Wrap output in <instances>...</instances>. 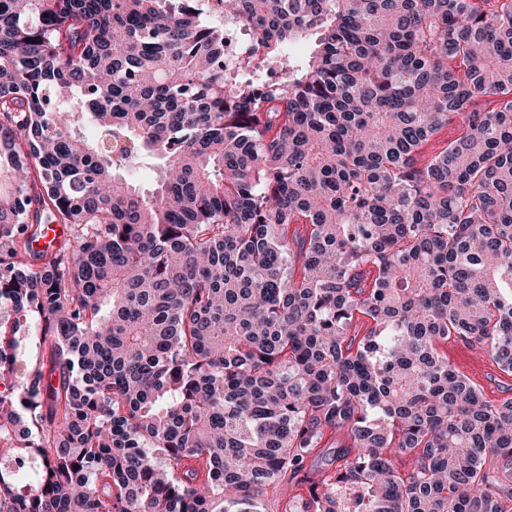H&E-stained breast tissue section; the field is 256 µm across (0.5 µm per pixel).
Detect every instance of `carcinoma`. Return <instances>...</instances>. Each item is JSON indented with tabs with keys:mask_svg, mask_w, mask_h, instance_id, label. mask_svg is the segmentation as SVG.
Instances as JSON below:
<instances>
[{
	"mask_svg": "<svg viewBox=\"0 0 512 512\" xmlns=\"http://www.w3.org/2000/svg\"><path fill=\"white\" fill-rule=\"evenodd\" d=\"M1 302L0 512H512V0H0ZM242 30L232 21H224V63H236L246 56ZM464 130V121L461 117L456 119L444 128L434 139L429 142L423 149V160L427 159L430 155L439 152L449 142L457 139ZM66 240L67 234L62 224H44L42 237L34 248L40 249L42 247L56 250L63 247ZM40 242L42 243L41 245ZM444 350L448 355V361L461 373L468 375L480 384L488 398L512 397V376L503 375L483 350L452 340L448 341ZM479 357L482 359L483 365L478 368L475 366L474 360Z\"/></svg>",
	"mask_w": 512,
	"mask_h": 512,
	"instance_id": "carcinoma-1",
	"label": "carcinoma"
}]
</instances>
